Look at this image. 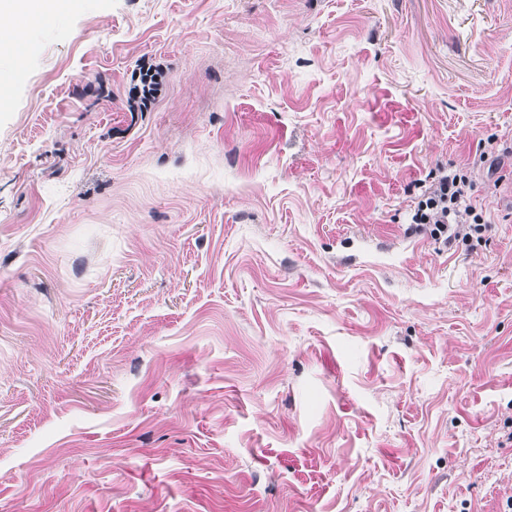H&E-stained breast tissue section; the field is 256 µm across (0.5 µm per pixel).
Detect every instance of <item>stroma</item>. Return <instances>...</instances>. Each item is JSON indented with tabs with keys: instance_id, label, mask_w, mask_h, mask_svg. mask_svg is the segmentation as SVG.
Here are the masks:
<instances>
[{
	"instance_id": "1",
	"label": "stroma",
	"mask_w": 512,
	"mask_h": 512,
	"mask_svg": "<svg viewBox=\"0 0 512 512\" xmlns=\"http://www.w3.org/2000/svg\"><path fill=\"white\" fill-rule=\"evenodd\" d=\"M15 26L0 512H512V0ZM441 168L489 219L451 250ZM411 213V231L427 233L445 248L466 245L488 224L483 207L473 203V184L463 169L439 170Z\"/></svg>"
}]
</instances>
